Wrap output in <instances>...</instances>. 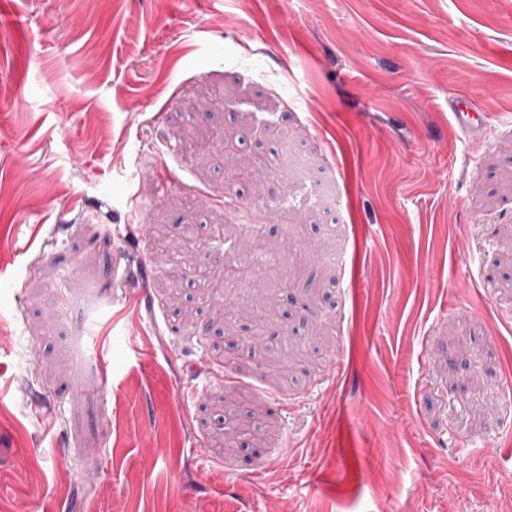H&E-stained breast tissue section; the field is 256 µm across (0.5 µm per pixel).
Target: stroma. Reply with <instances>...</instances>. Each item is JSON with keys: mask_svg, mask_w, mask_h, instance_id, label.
Instances as JSON below:
<instances>
[{"mask_svg": "<svg viewBox=\"0 0 512 512\" xmlns=\"http://www.w3.org/2000/svg\"><path fill=\"white\" fill-rule=\"evenodd\" d=\"M267 126L312 165L258 208L210 156ZM153 224L218 272V225L288 254L232 369L246 319L184 324ZM511 276L512 0H0V512H493ZM241 393L261 441L227 456Z\"/></svg>", "mask_w": 512, "mask_h": 512, "instance_id": "1", "label": "stroma"}]
</instances>
